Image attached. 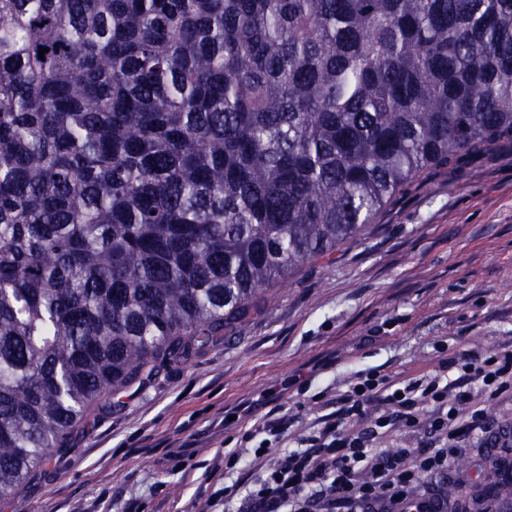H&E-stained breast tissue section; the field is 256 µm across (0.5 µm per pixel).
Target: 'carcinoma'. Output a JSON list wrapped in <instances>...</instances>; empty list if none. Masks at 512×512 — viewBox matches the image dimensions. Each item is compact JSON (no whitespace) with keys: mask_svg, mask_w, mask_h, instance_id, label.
<instances>
[{"mask_svg":"<svg viewBox=\"0 0 512 512\" xmlns=\"http://www.w3.org/2000/svg\"><path fill=\"white\" fill-rule=\"evenodd\" d=\"M509 148L512 0H0V499L423 170Z\"/></svg>","mask_w":512,"mask_h":512,"instance_id":"obj_1","label":"carcinoma"}]
</instances>
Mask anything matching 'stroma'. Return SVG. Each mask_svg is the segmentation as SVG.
Here are the masks:
<instances>
[{"label": "stroma", "instance_id": "stroma-1", "mask_svg": "<svg viewBox=\"0 0 512 512\" xmlns=\"http://www.w3.org/2000/svg\"><path fill=\"white\" fill-rule=\"evenodd\" d=\"M512 342V150L431 169L334 255L297 268L223 341L158 359L120 402L91 409L42 474L0 512H224V453L271 417L297 415L281 447L356 378L433 374L442 356ZM475 439L449 480L493 477Z\"/></svg>", "mask_w": 512, "mask_h": 512}]
</instances>
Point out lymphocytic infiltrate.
<instances>
[{
  "label": "lymphocytic infiltrate",
  "instance_id": "1",
  "mask_svg": "<svg viewBox=\"0 0 512 512\" xmlns=\"http://www.w3.org/2000/svg\"><path fill=\"white\" fill-rule=\"evenodd\" d=\"M507 392L505 348L451 355L441 372L409 382L366 374L296 448L259 445L255 432H244L241 444L252 445L264 467L225 486L224 499L241 497L239 512H425L459 441L489 432L483 401ZM396 429L418 436L417 445L378 447Z\"/></svg>",
  "mask_w": 512,
  "mask_h": 512
}]
</instances>
